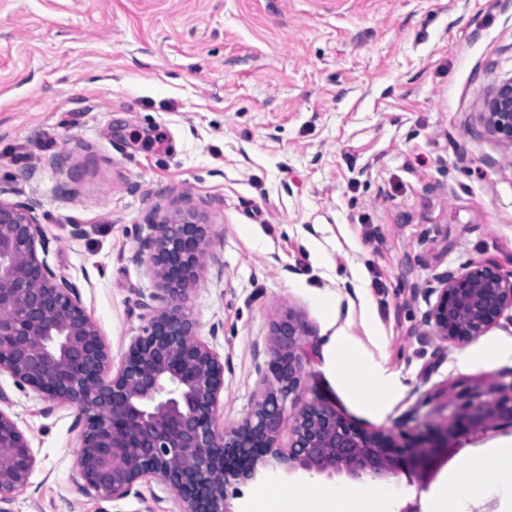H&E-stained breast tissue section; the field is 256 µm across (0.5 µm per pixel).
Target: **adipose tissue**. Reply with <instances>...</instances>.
<instances>
[{
	"label": "adipose tissue",
	"instance_id": "adipose-tissue-1",
	"mask_svg": "<svg viewBox=\"0 0 512 512\" xmlns=\"http://www.w3.org/2000/svg\"><path fill=\"white\" fill-rule=\"evenodd\" d=\"M471 468V461H463L449 476L435 499L434 512H468L477 491L473 479L468 476ZM384 498L381 491L326 485L317 487L311 495L301 497L291 505L277 497L262 496L259 509L260 512H357L356 502H380Z\"/></svg>",
	"mask_w": 512,
	"mask_h": 512
}]
</instances>
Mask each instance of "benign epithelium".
Returning <instances> with one entry per match:
<instances>
[{
  "instance_id": "benign-epithelium-1",
  "label": "benign epithelium",
  "mask_w": 512,
  "mask_h": 512,
  "mask_svg": "<svg viewBox=\"0 0 512 512\" xmlns=\"http://www.w3.org/2000/svg\"><path fill=\"white\" fill-rule=\"evenodd\" d=\"M489 130L512 144V79L486 106ZM150 261L166 306L151 315L119 371L109 347L77 299L76 285L39 257L46 250L32 207L0 197V373L45 398L77 408L84 419L80 476L104 499L124 497L138 480L175 492L180 512H231L224 486L255 477L275 461L285 471L344 475L353 481L401 473L422 476L452 441L502 425L512 428V394L464 407L447 428L399 447L381 431L358 427L322 403L303 407L295 439L277 446L286 402L299 386L303 329L293 315L276 327L288 340L269 389L237 425L219 424L224 364L193 333L188 294L209 243L208 228L187 211L157 227ZM427 319L437 335L467 343L512 311V276L491 261L449 273L430 289ZM0 503L23 489L36 467L28 440L0 407Z\"/></svg>"
}]
</instances>
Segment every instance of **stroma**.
I'll return each mask as SVG.
<instances>
[{
	"mask_svg": "<svg viewBox=\"0 0 512 512\" xmlns=\"http://www.w3.org/2000/svg\"><path fill=\"white\" fill-rule=\"evenodd\" d=\"M510 79L512 0H0V189L34 204L44 258L76 285L112 370L165 305L156 225L190 208L212 231L187 307L224 363L221 424L263 399L287 351L274 324L291 314L300 385L279 447L313 402L404 446L512 393V356L459 366L512 341V319L465 345L426 320L446 273L484 261L512 273V146L482 119ZM336 327L369 354L337 355L352 392L327 372ZM373 361L404 387L380 420L356 397ZM0 394L37 459L6 512H179L156 479L101 498L79 474L77 410L5 372ZM509 445L510 428L461 438L426 480L374 486L391 512H432L460 461ZM321 482L263 470L224 493L252 512L259 491Z\"/></svg>",
	"mask_w": 512,
	"mask_h": 512,
	"instance_id": "35a3bbf8",
	"label": "stroma"
}]
</instances>
